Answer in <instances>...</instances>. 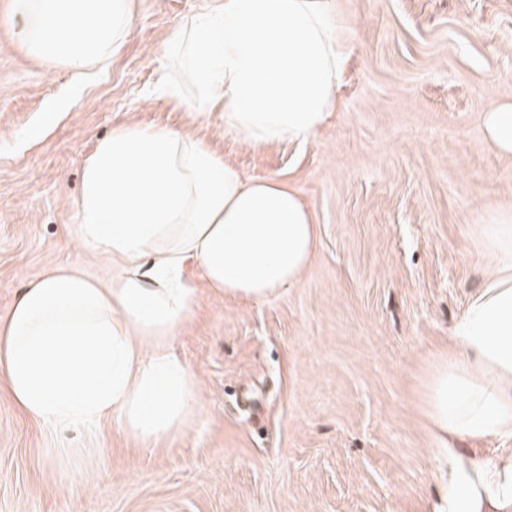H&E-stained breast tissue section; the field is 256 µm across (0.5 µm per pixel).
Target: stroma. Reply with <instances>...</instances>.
Wrapping results in <instances>:
<instances>
[{"mask_svg":"<svg viewBox=\"0 0 512 512\" xmlns=\"http://www.w3.org/2000/svg\"><path fill=\"white\" fill-rule=\"evenodd\" d=\"M336 4L338 117L305 145L257 149L156 92L164 43L201 0H134L126 43L87 75L48 71L20 22H0V316L47 267L108 277L67 227L88 155L123 124L191 130L244 177L290 180L318 222L299 286L251 304L205 295L176 337L207 401L184 437L147 452L109 420L40 425L0 383V512H426L427 358L483 284L481 225L512 219V154L484 129L512 106V0Z\"/></svg>","mask_w":512,"mask_h":512,"instance_id":"stroma-1","label":"stroma"}]
</instances>
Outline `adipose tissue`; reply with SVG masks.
Masks as SVG:
<instances>
[{"mask_svg": "<svg viewBox=\"0 0 512 512\" xmlns=\"http://www.w3.org/2000/svg\"><path fill=\"white\" fill-rule=\"evenodd\" d=\"M20 38L46 68L87 71L126 42L133 0H12ZM346 20L334 0H206L179 22L161 96L217 114L249 148L302 145L339 111ZM71 240L111 261L108 279L54 267L0 318V381L52 427L108 418L142 449L185 436L205 408L200 375L173 349L203 291L247 302L304 279L318 233L311 206L277 177L239 175L205 141L127 125L96 142ZM491 269L447 350L433 353L420 409L448 465L431 512H512V224H486ZM197 266L204 287L187 274Z\"/></svg>", "mask_w": 512, "mask_h": 512, "instance_id": "obj_1", "label": "adipose tissue"}]
</instances>
